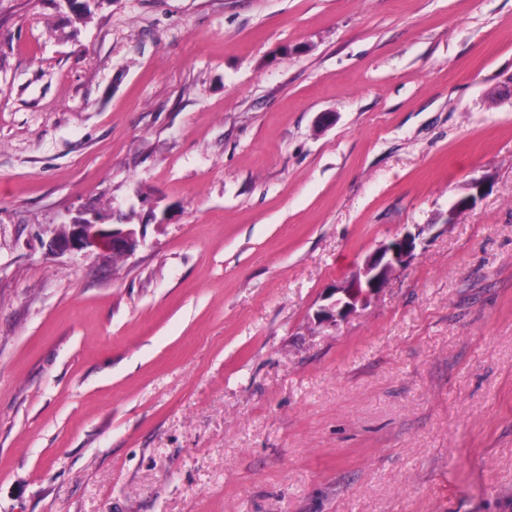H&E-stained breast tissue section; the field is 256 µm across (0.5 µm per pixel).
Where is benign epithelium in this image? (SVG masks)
<instances>
[{
    "mask_svg": "<svg viewBox=\"0 0 512 512\" xmlns=\"http://www.w3.org/2000/svg\"><path fill=\"white\" fill-rule=\"evenodd\" d=\"M423 228L406 231L387 243L381 244L350 280L331 289L326 303L314 313L320 324L335 326L367 305L396 272L405 268L414 258L422 243ZM137 231L128 224H105L103 217L94 211L78 217L47 244L52 255L78 252L95 247L115 255H131L138 248Z\"/></svg>",
    "mask_w": 512,
    "mask_h": 512,
    "instance_id": "obj_1",
    "label": "benign epithelium"
}]
</instances>
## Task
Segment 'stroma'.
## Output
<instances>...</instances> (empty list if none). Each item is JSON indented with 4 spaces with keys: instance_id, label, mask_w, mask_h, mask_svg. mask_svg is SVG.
<instances>
[{
    "instance_id": "stroma-1",
    "label": "stroma",
    "mask_w": 512,
    "mask_h": 512,
    "mask_svg": "<svg viewBox=\"0 0 512 512\" xmlns=\"http://www.w3.org/2000/svg\"><path fill=\"white\" fill-rule=\"evenodd\" d=\"M0 512H512V0H0ZM89 217H78L47 244L52 255L78 252L95 247L115 255H132L139 246L137 231L132 224H103L104 218L94 211ZM423 226L414 233L406 231L381 244L350 280L331 288L324 298L328 303L316 310L314 320L319 324L335 326L356 312L358 306L367 305L385 287L391 276L414 258L423 240Z\"/></svg>"
}]
</instances>
